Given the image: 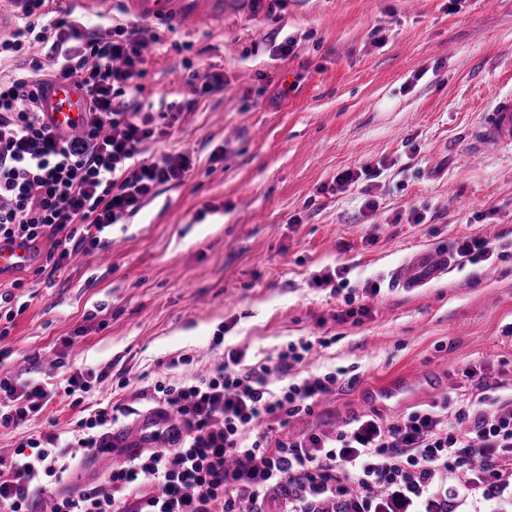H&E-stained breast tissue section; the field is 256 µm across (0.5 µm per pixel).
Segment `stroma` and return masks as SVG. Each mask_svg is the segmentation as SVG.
<instances>
[{"instance_id":"1","label":"stroma","mask_w":512,"mask_h":512,"mask_svg":"<svg viewBox=\"0 0 512 512\" xmlns=\"http://www.w3.org/2000/svg\"><path fill=\"white\" fill-rule=\"evenodd\" d=\"M266 9L224 0L208 25L162 29L166 47L147 56L139 103L159 112L190 99L183 76L194 70L224 76L223 93L182 112L166 144L193 150L196 167L105 228L108 250L80 252L53 275H0V293L26 306L0 339V379L99 373L85 403L112 404L116 428L132 434L151 409L142 389L207 373L228 347L256 362L304 338L315 346L300 376L345 370L356 380L292 418L293 437L332 435L365 414L396 422L470 389L472 371L512 400V153L469 141L512 81V0H282L272 18ZM287 37L295 48L284 59L276 46ZM218 149L223 163H210ZM377 163L379 178L337 185ZM471 235L497 256L410 293L392 287L413 252H447ZM340 265L348 287L380 289L361 323L338 320L342 295L311 285ZM397 380L412 391L376 397ZM79 416L55 399L28 425L0 428V451L37 431L69 439ZM124 454L113 448L45 483L70 491Z\"/></svg>"}]
</instances>
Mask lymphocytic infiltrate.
<instances>
[{
    "instance_id": "1",
    "label": "lymphocytic infiltrate",
    "mask_w": 512,
    "mask_h": 512,
    "mask_svg": "<svg viewBox=\"0 0 512 512\" xmlns=\"http://www.w3.org/2000/svg\"><path fill=\"white\" fill-rule=\"evenodd\" d=\"M15 27L0 37V64L31 49H45L51 66L32 58L30 73L0 80V240L29 247L49 242L45 262L64 269L77 252L106 249L100 231L139 211L159 186L183 184L193 153L159 151L179 115L138 105L145 54L162 36L112 17L88 27L53 0H18ZM86 91L89 119L76 134L51 130L41 109L53 80ZM306 339L289 343L274 364L247 363L232 349L214 372L179 385L155 383L158 409L184 429L164 450L140 451L112 467L77 496L52 495L41 479L53 475L59 455L103 453L112 428L111 407L90 410L70 440L53 432L28 436L10 457L0 456V512H455L458 491L448 470L483 467L473 479L485 501L499 498L512 469V408L479 392L459 397L456 409L434 404L383 424L363 415L335 437L300 439L258 432L262 422L286 426L310 413L332 392L336 373L290 379L312 350ZM91 384L74 374L48 391L37 383L16 387L0 380V428H19L60 396L80 405Z\"/></svg>"
}]
</instances>
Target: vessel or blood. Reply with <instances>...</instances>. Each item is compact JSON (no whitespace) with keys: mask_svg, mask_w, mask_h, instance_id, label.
<instances>
[{"mask_svg":"<svg viewBox=\"0 0 512 512\" xmlns=\"http://www.w3.org/2000/svg\"><path fill=\"white\" fill-rule=\"evenodd\" d=\"M127 11L140 20L159 26H192L210 15L223 11L224 0H123ZM42 109L53 130L73 132L81 129L86 120V96L68 81L52 85ZM475 147H494L512 152V86L503 88L491 106L480 113L472 133ZM31 252L19 243L0 241V274L29 265ZM452 263L444 253L422 250L394 273L396 287L420 288L445 274Z\"/></svg>","mask_w":512,"mask_h":512,"instance_id":"b4317fda","label":"vessel or blood"}]
</instances>
